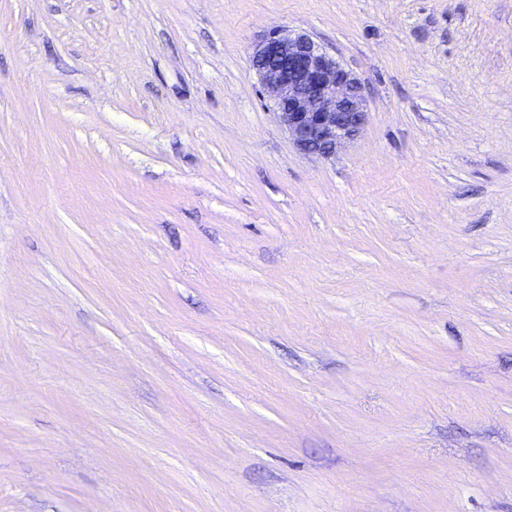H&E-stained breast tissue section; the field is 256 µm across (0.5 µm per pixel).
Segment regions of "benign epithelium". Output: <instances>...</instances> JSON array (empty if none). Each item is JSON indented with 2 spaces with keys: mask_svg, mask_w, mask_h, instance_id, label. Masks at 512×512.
Instances as JSON below:
<instances>
[{
  "mask_svg": "<svg viewBox=\"0 0 512 512\" xmlns=\"http://www.w3.org/2000/svg\"><path fill=\"white\" fill-rule=\"evenodd\" d=\"M248 60L262 98L300 153L330 158L362 133L363 83L309 34L276 26L251 43Z\"/></svg>",
  "mask_w": 512,
  "mask_h": 512,
  "instance_id": "obj_1",
  "label": "benign epithelium"
}]
</instances>
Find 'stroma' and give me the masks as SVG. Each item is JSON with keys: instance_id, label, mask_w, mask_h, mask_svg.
<instances>
[{"instance_id": "obj_1", "label": "stroma", "mask_w": 512, "mask_h": 512, "mask_svg": "<svg viewBox=\"0 0 512 512\" xmlns=\"http://www.w3.org/2000/svg\"><path fill=\"white\" fill-rule=\"evenodd\" d=\"M0 512H512V0H0ZM248 60L262 98L300 153L330 158L362 133L363 83L309 34L276 26L251 43Z\"/></svg>"}]
</instances>
